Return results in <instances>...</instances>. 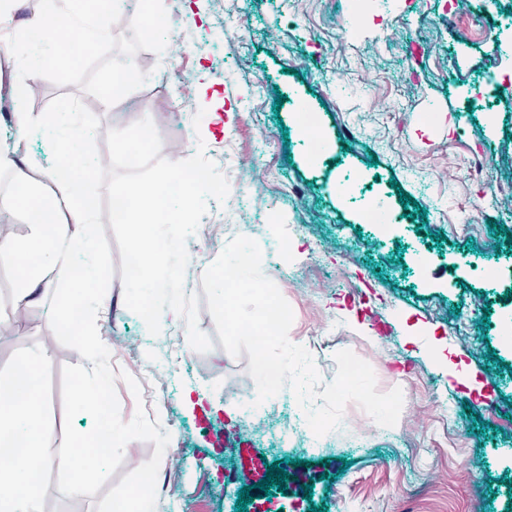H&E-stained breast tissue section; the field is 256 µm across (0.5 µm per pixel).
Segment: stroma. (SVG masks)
Listing matches in <instances>:
<instances>
[{"instance_id":"35a3bbf8","label":"stroma","mask_w":512,"mask_h":512,"mask_svg":"<svg viewBox=\"0 0 512 512\" xmlns=\"http://www.w3.org/2000/svg\"><path fill=\"white\" fill-rule=\"evenodd\" d=\"M351 2L154 0L149 28L141 0H125L121 11L88 15L106 41L56 59L30 90L35 117L58 96L81 98L100 120L105 166L107 131L145 117L165 159L204 144L230 192L208 199L186 242V293H202L204 270L232 238L253 239L263 274L293 309L289 339L309 351L322 383L348 349L372 366L379 391L404 394L392 427L351 403L323 436L294 428L304 412L291 388L257 402L248 354L219 343L195 351L185 322L169 314L151 335L114 276L97 328L114 372L141 385L136 396L117 381L123 421L141 407L170 436L156 482L161 512H235L250 478L242 443L271 462L293 459V477L313 486L312 499L277 493L253 500L252 512H512V342L501 334L512 319V218L492 198L498 189L512 203V90L498 89L485 38L492 26L512 33V0H459L453 15L447 0H372L358 26ZM73 8L23 0L9 28L14 49L25 46L24 23ZM131 58L141 71L125 82ZM302 110L317 122L319 151L300 134ZM15 192L11 170L0 171V240L22 242L28 224ZM403 193L425 208L424 222L405 217ZM376 201L386 221L365 223ZM459 224L467 234H456ZM16 288L13 257L0 253V368L19 348L48 350L55 452L62 369L82 361L61 325L68 289L52 283L39 304L21 308ZM154 450L129 442L92 497L50 483L44 512H96Z\"/></svg>"}]
</instances>
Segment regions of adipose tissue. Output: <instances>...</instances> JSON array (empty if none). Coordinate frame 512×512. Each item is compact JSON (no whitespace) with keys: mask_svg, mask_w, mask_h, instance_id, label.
Here are the masks:
<instances>
[{"mask_svg":"<svg viewBox=\"0 0 512 512\" xmlns=\"http://www.w3.org/2000/svg\"><path fill=\"white\" fill-rule=\"evenodd\" d=\"M57 48L54 28L44 20L30 23L25 31V49L17 57L19 78L15 88L17 98H24L53 57ZM52 137L68 142L66 150L58 152L55 164L41 167L37 159H29L28 167L17 170L18 201L23 207L32 233L26 244L0 241V252L15 256L17 280L22 300L33 303L43 274H51L60 282L75 284L76 290L64 306L65 323L84 340L83 315L92 292L103 275L98 252L89 238L70 235L61 217L74 223L92 221L95 201L84 191L88 170L84 166L78 144L80 135L75 129L52 130ZM40 169L43 180L32 185L28 169Z\"/></svg>","mask_w":512,"mask_h":512,"instance_id":"ef3b65f1","label":"adipose tissue"}]
</instances>
